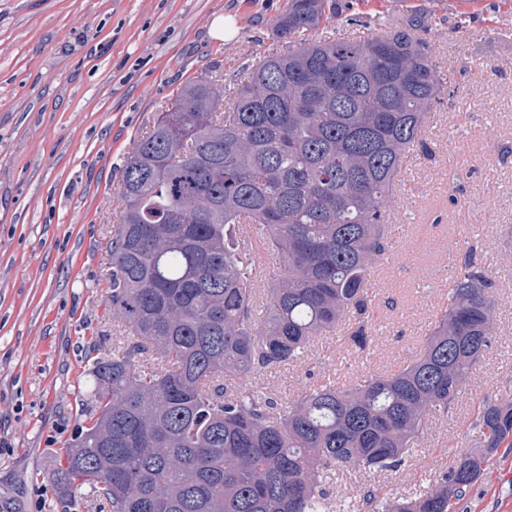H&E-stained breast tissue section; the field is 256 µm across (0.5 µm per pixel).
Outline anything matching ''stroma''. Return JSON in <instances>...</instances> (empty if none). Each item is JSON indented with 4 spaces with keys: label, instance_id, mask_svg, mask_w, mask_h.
Returning a JSON list of instances; mask_svg holds the SVG:
<instances>
[{
    "label": "stroma",
    "instance_id": "35a3bbf8",
    "mask_svg": "<svg viewBox=\"0 0 512 512\" xmlns=\"http://www.w3.org/2000/svg\"><path fill=\"white\" fill-rule=\"evenodd\" d=\"M359 0L326 30L354 39L390 12L425 6L422 38L441 34L437 61L452 84L424 138L434 158H408L395 187L386 266L375 272L374 346L334 355L313 379L352 383L392 371L419 351L465 258L491 272L496 341L462 399L407 460L412 480L347 473L350 491L394 497L447 469L479 436L484 399L512 388V0ZM286 0H0V512H99L92 497L62 504L50 473L57 451L93 410L77 381L93 347L110 345L103 304L120 169L135 137L186 81L221 68L243 78V58L283 50L272 33ZM239 28L215 39L217 16ZM455 512H512V448Z\"/></svg>",
    "mask_w": 512,
    "mask_h": 512
}]
</instances>
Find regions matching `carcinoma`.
<instances>
[{
	"mask_svg": "<svg viewBox=\"0 0 512 512\" xmlns=\"http://www.w3.org/2000/svg\"><path fill=\"white\" fill-rule=\"evenodd\" d=\"M336 0H288L276 38L300 49L252 67L223 103L213 70L134 138L108 249L112 350L93 349L78 427L53 473L61 499L90 488L110 512H335L341 470L398 471L431 418L462 398L496 338L492 276L467 264L419 352L394 373L303 386L282 408L261 371L305 367L343 332L363 354L369 279L393 188L447 92L424 9L364 41L310 33ZM282 270L258 287L244 234ZM481 438L410 496L366 486L356 512H452L512 447V391L484 402Z\"/></svg>",
	"mask_w": 512,
	"mask_h": 512,
	"instance_id": "carcinoma-1",
	"label": "carcinoma"
}]
</instances>
